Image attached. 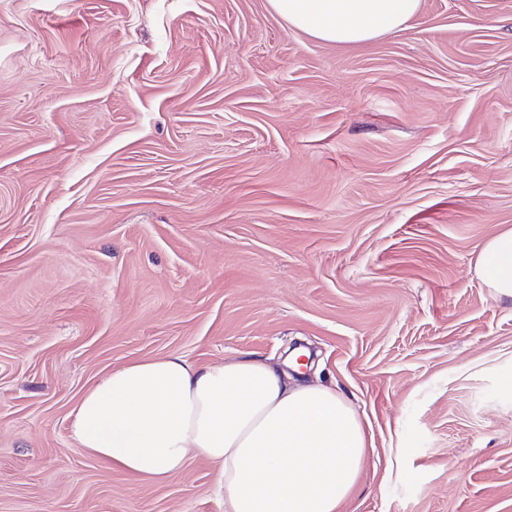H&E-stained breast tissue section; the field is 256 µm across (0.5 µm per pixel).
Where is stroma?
I'll list each match as a JSON object with an SVG mask.
<instances>
[{
    "instance_id": "35a3bbf8",
    "label": "stroma",
    "mask_w": 512,
    "mask_h": 512,
    "mask_svg": "<svg viewBox=\"0 0 512 512\" xmlns=\"http://www.w3.org/2000/svg\"><path fill=\"white\" fill-rule=\"evenodd\" d=\"M512 0L357 46L268 0H0V512H224L69 414L130 361L314 347L368 432L340 512H512ZM476 273L499 299L512 301V229L501 232L482 246Z\"/></svg>"
}]
</instances>
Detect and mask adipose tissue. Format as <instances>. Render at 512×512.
Here are the masks:
<instances>
[{
    "instance_id": "1",
    "label": "adipose tissue",
    "mask_w": 512,
    "mask_h": 512,
    "mask_svg": "<svg viewBox=\"0 0 512 512\" xmlns=\"http://www.w3.org/2000/svg\"><path fill=\"white\" fill-rule=\"evenodd\" d=\"M289 25L337 45L400 30L420 0H269ZM478 277L512 301V229L488 240ZM77 450L162 483L206 458L226 512H338L367 456L364 427L335 388L296 382L256 357L196 365L142 359L87 389L70 412Z\"/></svg>"
}]
</instances>
